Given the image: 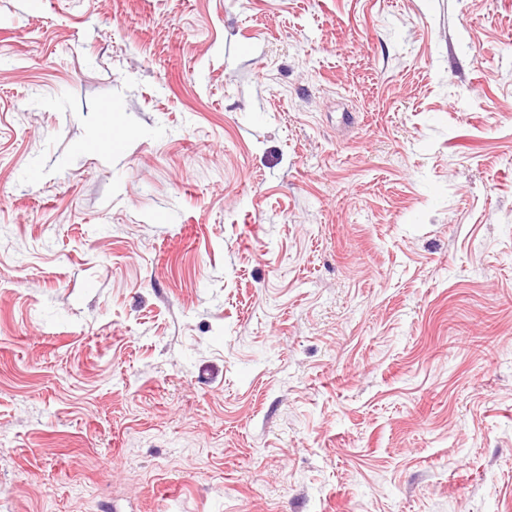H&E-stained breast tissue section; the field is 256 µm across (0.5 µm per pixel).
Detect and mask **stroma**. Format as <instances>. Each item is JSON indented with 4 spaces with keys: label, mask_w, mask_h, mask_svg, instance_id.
<instances>
[{
    "label": "stroma",
    "mask_w": 512,
    "mask_h": 512,
    "mask_svg": "<svg viewBox=\"0 0 512 512\" xmlns=\"http://www.w3.org/2000/svg\"><path fill=\"white\" fill-rule=\"evenodd\" d=\"M0 512H512V0H0Z\"/></svg>",
    "instance_id": "35a3bbf8"
}]
</instances>
